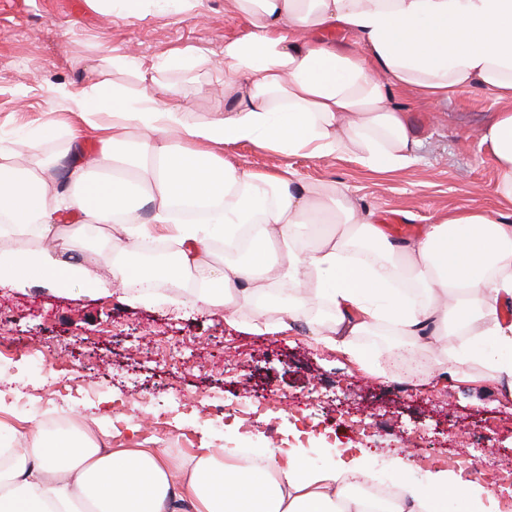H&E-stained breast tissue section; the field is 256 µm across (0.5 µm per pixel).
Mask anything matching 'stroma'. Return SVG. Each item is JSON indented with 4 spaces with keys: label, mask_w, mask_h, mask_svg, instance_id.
<instances>
[{
    "label": "stroma",
    "mask_w": 512,
    "mask_h": 512,
    "mask_svg": "<svg viewBox=\"0 0 512 512\" xmlns=\"http://www.w3.org/2000/svg\"><path fill=\"white\" fill-rule=\"evenodd\" d=\"M242 26L224 0H205V17L153 11L143 20L106 13L99 0H0V144L51 124L43 155L68 146L71 115L51 102L59 84L99 80L105 53L131 54L145 63L177 48H197L203 61L192 72L165 70L189 120L209 119L224 103V41ZM420 139L414 164L381 176L336 158H290L241 142L224 148L227 161L257 173L291 165L307 181H334L377 224L396 214L409 224L433 223L450 207L492 208L497 171L486 147L471 134L500 106L473 91L434 105L413 92L396 94ZM144 303L99 300L74 289L60 295L34 283L0 287V380L13 388L0 401V421L19 430L59 416L79 420L94 438L119 433L126 445L142 443L173 458L203 448L265 451L304 442L311 463L327 464L347 449L369 452L374 479L397 473L420 481L426 459L445 460L448 473L480 490L489 512H499L512 486H493L512 463V391L492 380L490 367L463 357L467 339L456 325L440 337L441 351L426 349L420 374L397 379L386 358L404 337L376 339L375 329L354 337L370 353L365 365L325 348L307 324L281 334L228 325L223 310L174 308L187 290L156 282ZM456 371L443 382L442 370ZM244 401L247 413L225 414L222 426L204 411ZM137 414V434L125 429ZM361 421L346 441L337 423Z\"/></svg>",
    "instance_id": "35a3bbf8"
}]
</instances>
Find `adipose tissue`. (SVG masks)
I'll return each mask as SVG.
<instances>
[{
	"label": "adipose tissue",
	"instance_id": "ef3b65f1",
	"mask_svg": "<svg viewBox=\"0 0 512 512\" xmlns=\"http://www.w3.org/2000/svg\"><path fill=\"white\" fill-rule=\"evenodd\" d=\"M241 33L224 42V105L189 120L160 69L189 70L195 48L175 51L165 66L112 56L133 71L137 90L103 79L50 88L78 118L66 151L70 192L54 185L41 138L22 150L0 146V236L37 235L45 246L0 250V283L16 289L39 280L59 293L84 285L98 296L121 281L129 300L146 283L200 281L193 306L253 311L254 327L284 333L306 314V296L331 308L321 339L365 363L351 339L380 323L411 347L429 343L449 321H483L463 355L512 380V0H228ZM202 0H112L123 19L151 8L197 13ZM355 35L353 46L329 32ZM474 89L501 108L478 137L498 172L493 208L454 207L416 240L396 243L353 203L340 184L298 178L291 166L259 174L226 162L224 148L247 142L285 157L333 156L379 174L416 159L419 142L396 92L440 103ZM97 133L90 152L83 127ZM180 201L211 203L185 221ZM84 224H117L112 278L98 277L80 234H64L63 213ZM251 236L247 261L209 260L211 243L234 246ZM162 239L178 244L173 262L132 258ZM422 300L407 301L403 287ZM276 321H267V314ZM364 458L317 466L298 448L272 450L253 464L237 449L176 461L152 448H109L81 428L0 433V512H370L351 479L368 475ZM447 476L403 481L383 512H436L461 494Z\"/></svg>",
	"mask_w": 512,
	"mask_h": 512
}]
</instances>
